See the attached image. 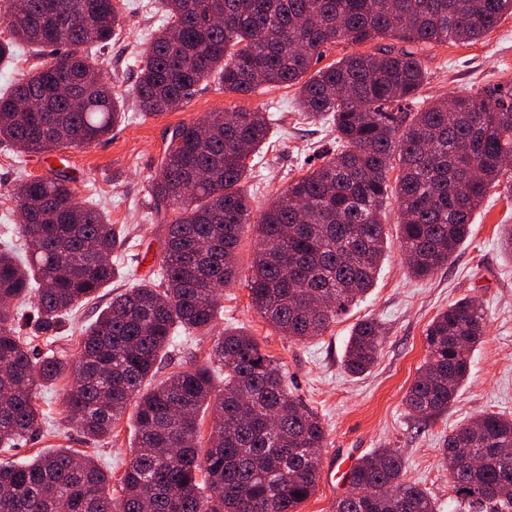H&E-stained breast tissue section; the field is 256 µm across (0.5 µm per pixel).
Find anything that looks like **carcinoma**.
I'll list each match as a JSON object with an SVG mask.
<instances>
[{"label":"carcinoma","instance_id":"carcinoma-1","mask_svg":"<svg viewBox=\"0 0 512 512\" xmlns=\"http://www.w3.org/2000/svg\"><path fill=\"white\" fill-rule=\"evenodd\" d=\"M165 27L153 34L136 83L149 115L180 109L214 79L248 95L261 86L301 84L299 110L329 121L336 148L288 182L254 214L241 188L267 144L269 115L245 108L211 112L172 130L150 184L165 225L159 282L112 297L82 333L74 358L44 355L20 336L12 304L35 302L36 336L59 334L75 305L112 280L120 236L106 214L77 199L63 170L14 188L25 238L19 257L0 245V446L40 431V391L74 373L69 418L89 441L135 403V442L122 496L88 456L40 453L0 463V512H296L319 482L326 431L282 365L240 328L224 330L210 364L153 382L178 329L211 332L220 289L238 275L243 225L258 249L248 277L251 304L284 335L320 336L374 285L386 232L388 192L398 205L411 274L448 265L471 218L497 186L512 196V82L470 97L402 108L426 72L413 51L381 46L312 70L322 48L389 35L407 43H470L512 14V0H159ZM0 64L16 46L55 55L0 93V142L19 154L89 145L125 119L122 97L101 77L96 53L120 34L111 0H13L3 18ZM397 171L395 179L390 173ZM486 324L482 306L462 298L440 311L425 336L427 359L406 393L409 413L427 422L448 411L470 371ZM383 331L357 322L343 364L353 375L374 365ZM224 372L215 390L213 374ZM210 415L214 426L200 438ZM454 512H512V417L490 412L444 440ZM334 512H435L430 494L403 480L396 450L378 448L348 473Z\"/></svg>","mask_w":512,"mask_h":512}]
</instances>
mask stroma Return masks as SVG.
I'll return each instance as SVG.
<instances>
[{
  "label": "stroma",
  "mask_w": 512,
  "mask_h": 512,
  "mask_svg": "<svg viewBox=\"0 0 512 512\" xmlns=\"http://www.w3.org/2000/svg\"><path fill=\"white\" fill-rule=\"evenodd\" d=\"M125 26L103 54L102 70L124 99L125 121L112 134L66 151L68 171L76 177L80 200L103 209L123 233L112 261L116 274L96 299L77 305L50 348L75 354L80 326L93 321L112 295L151 280L163 251V230L149 188L166 148L169 132L211 112L238 108L274 113L272 137L244 185L254 209L272 203L289 180L318 164L322 151L334 148L331 123H312L297 109V89L260 87L251 95L224 92L208 84L182 108L159 116L140 111L134 87L142 51L165 22L158 0H121ZM427 79L416 106L439 98L471 96L485 87L512 80V15L470 44L432 45L420 53ZM47 172L37 160L19 162L11 147L0 145V240L18 237L19 217L12 196L23 179ZM386 255L374 288L337 317L323 336L297 341L283 336L253 308L247 278L257 248L255 225H245L238 247L239 275L224 290L214 332L178 331L171 350L172 370L206 364L217 332L241 327L265 352L283 363L288 385L321 417L326 444L320 450V479L314 495L298 512H332L348 489L344 479L330 480L332 467L354 465L377 448L402 456L404 478L435 498L437 512H454L448 466L441 454L450 430L488 412L512 415V257L498 244V227L512 224V201L490 194L473 214L470 232L451 262L431 277H414L403 255L395 198L385 204ZM473 296L487 314L486 333L471 355L470 374L447 412L426 423L410 416L404 397L426 359L425 330L448 304ZM376 319L385 333L371 371L354 377L343 367L346 341L361 319ZM69 379L43 390L38 404L44 424L38 435L11 448L0 447V462L23 463L44 451L70 448L88 454L112 476L109 492L121 495V478L131 458L133 419L123 416L110 437L86 442L68 418Z\"/></svg>",
  "instance_id": "1"
}]
</instances>
